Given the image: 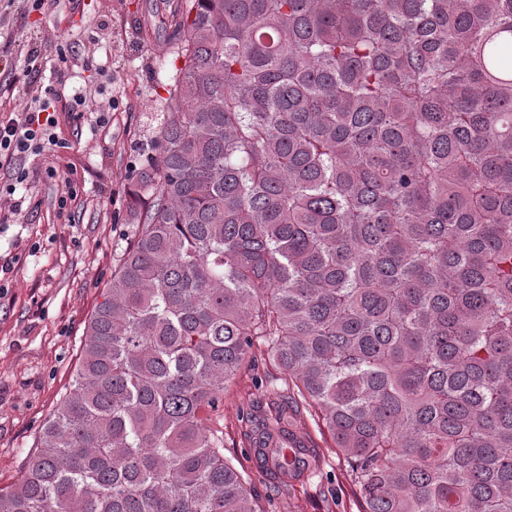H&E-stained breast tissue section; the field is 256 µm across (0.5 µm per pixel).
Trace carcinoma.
<instances>
[{
    "label": "carcinoma",
    "mask_w": 512,
    "mask_h": 512,
    "mask_svg": "<svg viewBox=\"0 0 512 512\" xmlns=\"http://www.w3.org/2000/svg\"><path fill=\"white\" fill-rule=\"evenodd\" d=\"M138 230L0 512H257L202 419L253 341L365 512H512V0H181Z\"/></svg>",
    "instance_id": "carcinoma-1"
}]
</instances>
